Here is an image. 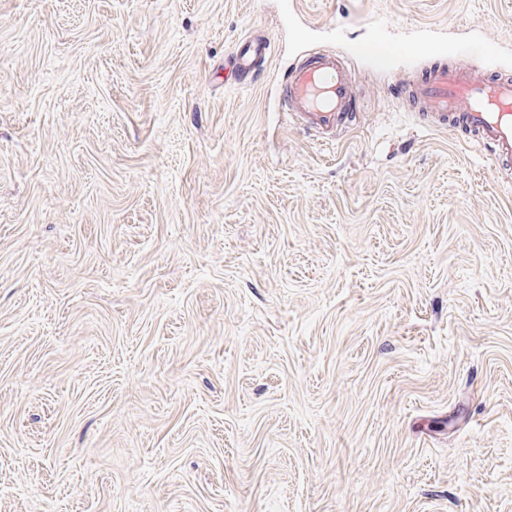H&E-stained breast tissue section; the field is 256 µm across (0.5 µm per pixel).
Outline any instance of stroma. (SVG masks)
<instances>
[{
	"mask_svg": "<svg viewBox=\"0 0 512 512\" xmlns=\"http://www.w3.org/2000/svg\"><path fill=\"white\" fill-rule=\"evenodd\" d=\"M301 2L0 0V512H512V169L389 95L512 0ZM271 55L270 44L250 40L241 44L233 58L234 66L243 73H248L255 69V63L258 59L268 60ZM284 112L325 142L338 141L361 112L351 71L334 53L306 58L287 76Z\"/></svg>",
	"mask_w": 512,
	"mask_h": 512,
	"instance_id": "obj_1",
	"label": "stroma"
}]
</instances>
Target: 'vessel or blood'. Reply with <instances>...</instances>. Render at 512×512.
<instances>
[{
    "label": "vessel or blood",
    "instance_id": "vessel-or-blood-1",
    "mask_svg": "<svg viewBox=\"0 0 512 512\" xmlns=\"http://www.w3.org/2000/svg\"><path fill=\"white\" fill-rule=\"evenodd\" d=\"M270 55L268 43L250 40L239 46L233 64L247 73ZM390 95L411 104L418 117L433 126L471 135L490 149L496 166L512 164V74L489 64L467 69L441 60L413 79L394 80ZM284 109L302 129L338 141L360 110L351 71L333 53L306 58L287 76Z\"/></svg>",
    "mask_w": 512,
    "mask_h": 512
}]
</instances>
